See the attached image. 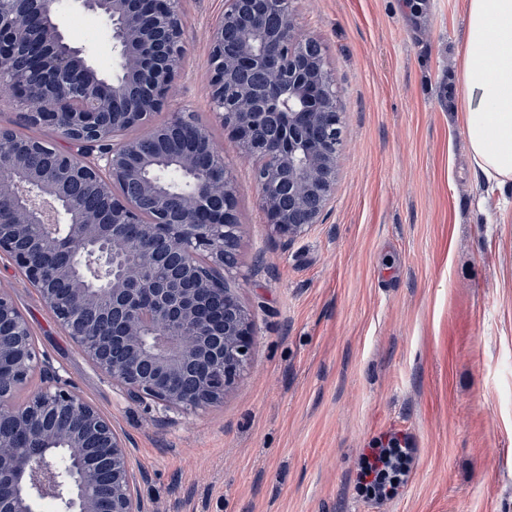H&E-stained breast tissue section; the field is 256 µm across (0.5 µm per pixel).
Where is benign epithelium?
<instances>
[{
  "label": "benign epithelium",
  "instance_id": "7a95c632",
  "mask_svg": "<svg viewBox=\"0 0 512 512\" xmlns=\"http://www.w3.org/2000/svg\"><path fill=\"white\" fill-rule=\"evenodd\" d=\"M70 3L103 19L111 78L83 49L60 48ZM47 14L55 22L42 35ZM208 38L213 111L256 163L266 223L297 238L321 221L336 182L339 113L322 46L299 30L289 0H224ZM185 56L176 0H0V100L80 147L40 143L36 176L29 145L0 127V201L13 204L0 253L113 385L190 412L220 403L253 353L249 314L229 283L241 233L234 186L223 149L189 113H172L145 141L121 137L176 96ZM168 153L188 178L178 191L164 188L155 158ZM89 258L106 272L101 288L75 274ZM27 329L0 291V357L14 366L0 374V482L19 491L0 512H33L44 496L62 512H141L126 440L97 408L58 379L23 408L7 401L35 367ZM51 442L62 444V468L44 452Z\"/></svg>",
  "mask_w": 512,
  "mask_h": 512
}]
</instances>
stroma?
<instances>
[{"label": "stroma", "mask_w": 512, "mask_h": 512, "mask_svg": "<svg viewBox=\"0 0 512 512\" xmlns=\"http://www.w3.org/2000/svg\"><path fill=\"white\" fill-rule=\"evenodd\" d=\"M321 42L341 144L322 221L272 234L254 164L215 117L208 31L224 0H179V94L152 118L191 113L224 150L242 226L235 293L251 361L220 404L188 413L118 391L36 288L0 254L38 363L126 439L145 512H512V186L476 173L453 57L467 0H291ZM63 28L111 74L95 13ZM412 450L398 494L361 482L365 455Z\"/></svg>", "instance_id": "obj_1"}]
</instances>
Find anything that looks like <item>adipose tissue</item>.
<instances>
[{
    "label": "adipose tissue",
    "instance_id": "adipose-tissue-1",
    "mask_svg": "<svg viewBox=\"0 0 512 512\" xmlns=\"http://www.w3.org/2000/svg\"><path fill=\"white\" fill-rule=\"evenodd\" d=\"M472 160L497 186L512 182V0H467L458 59Z\"/></svg>",
    "mask_w": 512,
    "mask_h": 512
}]
</instances>
